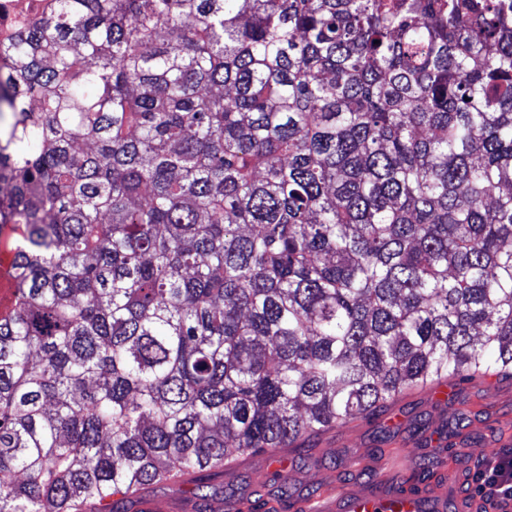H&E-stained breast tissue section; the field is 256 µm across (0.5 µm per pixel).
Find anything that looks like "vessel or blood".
I'll list each match as a JSON object with an SVG mask.
<instances>
[{
  "mask_svg": "<svg viewBox=\"0 0 512 512\" xmlns=\"http://www.w3.org/2000/svg\"><path fill=\"white\" fill-rule=\"evenodd\" d=\"M405 471L389 472L387 491H326L317 500H296L292 512H444L454 503L456 512H512V499L476 497L461 493L467 473L456 464L440 466L425 485H405Z\"/></svg>",
  "mask_w": 512,
  "mask_h": 512,
  "instance_id": "b4317fda",
  "label": "vessel or blood"
}]
</instances>
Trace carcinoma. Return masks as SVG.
I'll return each instance as SVG.
<instances>
[{"label":"carcinoma","instance_id":"obj_1","mask_svg":"<svg viewBox=\"0 0 512 512\" xmlns=\"http://www.w3.org/2000/svg\"><path fill=\"white\" fill-rule=\"evenodd\" d=\"M512 377V0H56L0 44V512H115Z\"/></svg>","mask_w":512,"mask_h":512}]
</instances>
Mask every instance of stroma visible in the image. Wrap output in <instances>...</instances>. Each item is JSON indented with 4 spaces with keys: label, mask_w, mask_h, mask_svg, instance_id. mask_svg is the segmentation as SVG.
<instances>
[{
    "label": "stroma",
    "mask_w": 512,
    "mask_h": 512,
    "mask_svg": "<svg viewBox=\"0 0 512 512\" xmlns=\"http://www.w3.org/2000/svg\"><path fill=\"white\" fill-rule=\"evenodd\" d=\"M424 432H416V424ZM395 427L393 440L380 439L382 426ZM512 441V379L487 377L457 388L448 402H438L426 392L405 398L390 417L355 420L331 430L309 447L300 449V461L290 462L287 486L274 482L265 456L240 458L235 471L211 473L206 482L217 494L210 499L212 512H238L240 501L257 497L278 502L289 512L297 497L319 498L325 488L350 490L368 484L375 463L409 460L421 466L436 459L442 447L461 444L470 448L468 473L492 457L503 454V440Z\"/></svg>",
    "instance_id": "obj_1"
}]
</instances>
